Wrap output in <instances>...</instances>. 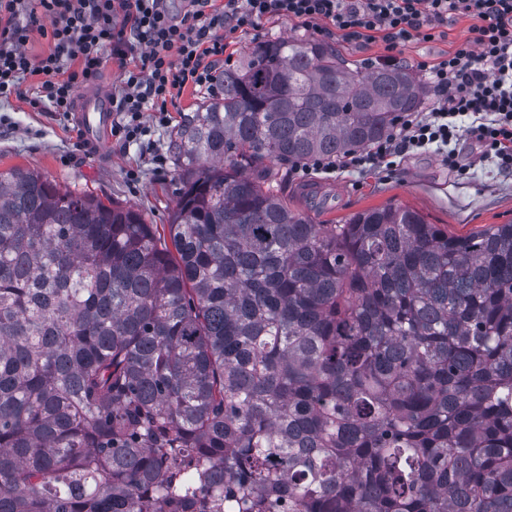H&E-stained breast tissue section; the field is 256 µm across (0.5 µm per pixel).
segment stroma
<instances>
[{"label": "stroma", "mask_w": 512, "mask_h": 512, "mask_svg": "<svg viewBox=\"0 0 512 512\" xmlns=\"http://www.w3.org/2000/svg\"><path fill=\"white\" fill-rule=\"evenodd\" d=\"M473 21L462 17L446 37L409 43L404 56L409 68L435 63L465 40ZM304 29L283 20L262 21L257 29L235 35L227 56L239 59L253 43L273 38L304 36ZM168 128H155L151 148H122L110 138L104 152L88 150L75 117L51 112L48 102L31 106L16 98H0V170H32L76 193L115 200L144 210L150 223L168 222L178 181L172 163L156 167L157 151L166 150ZM467 164L463 173L449 171L433 151L405 156L398 166L379 171L312 172L306 178L287 177L280 190L319 224L387 204L408 207L449 233L466 235L493 224L512 222V173L502 172L493 159H480L469 141L457 143ZM137 179H130V172Z\"/></svg>", "instance_id": "obj_1"}]
</instances>
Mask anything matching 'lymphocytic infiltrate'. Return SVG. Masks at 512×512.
Instances as JSON below:
<instances>
[{
  "instance_id": "lymphocytic-infiltrate-1",
  "label": "lymphocytic infiltrate",
  "mask_w": 512,
  "mask_h": 512,
  "mask_svg": "<svg viewBox=\"0 0 512 512\" xmlns=\"http://www.w3.org/2000/svg\"><path fill=\"white\" fill-rule=\"evenodd\" d=\"M183 16L167 0H0V97L21 92L27 76H42L55 112L74 109L79 90L101 74L105 56L120 63L123 92L112 129L122 145L149 133L144 120L169 122L168 104L186 86L219 93L218 66L232 35L277 18L359 46L385 45L383 59L399 63L407 43L431 41L437 29L474 18L471 35L435 64L421 63L432 79L434 104L401 117L396 132L369 149L331 161L317 158L290 173L365 169L436 147L449 169H460L451 147L469 137L481 157L512 171V0H188ZM52 23V49L32 58L24 43L39 18Z\"/></svg>"
}]
</instances>
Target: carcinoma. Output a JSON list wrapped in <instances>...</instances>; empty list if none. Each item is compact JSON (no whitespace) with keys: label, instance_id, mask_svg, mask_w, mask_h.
I'll return each instance as SVG.
<instances>
[{"label":"carcinoma","instance_id":"obj_1","mask_svg":"<svg viewBox=\"0 0 512 512\" xmlns=\"http://www.w3.org/2000/svg\"><path fill=\"white\" fill-rule=\"evenodd\" d=\"M221 82L162 232L0 171V512H512V222L316 224L275 187L427 85L313 38Z\"/></svg>","mask_w":512,"mask_h":512}]
</instances>
